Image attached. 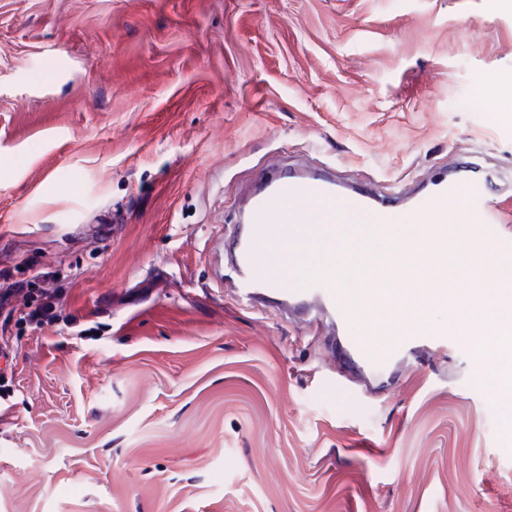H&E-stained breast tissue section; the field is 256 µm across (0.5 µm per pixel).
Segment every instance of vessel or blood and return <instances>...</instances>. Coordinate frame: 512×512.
Here are the masks:
<instances>
[{"label":"vessel or blood","mask_w":512,"mask_h":512,"mask_svg":"<svg viewBox=\"0 0 512 512\" xmlns=\"http://www.w3.org/2000/svg\"><path fill=\"white\" fill-rule=\"evenodd\" d=\"M504 209L503 201L495 204L488 199L484 180L473 177L465 166L435 179L425 190L400 186L390 196L343 186L326 174L282 169L259 177L247 197L248 225L229 251L238 275L236 288L247 302L274 304L306 319H329L351 359L349 369H338V376L376 394L410 354L446 351L447 326L413 327L394 337L387 348L375 349L352 326L359 320L385 326L392 319V307L363 310L340 301L336 284L303 283L295 262L305 255L329 260L342 253L347 238L371 252L400 220L435 226L447 223L449 212L460 211L471 224L472 247L512 267V229L504 224ZM275 247L285 259L279 266L267 258Z\"/></svg>","instance_id":"vessel-or-blood-1"}]
</instances>
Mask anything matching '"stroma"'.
<instances>
[{"instance_id": "obj_1", "label": "stroma", "mask_w": 512, "mask_h": 512, "mask_svg": "<svg viewBox=\"0 0 512 512\" xmlns=\"http://www.w3.org/2000/svg\"><path fill=\"white\" fill-rule=\"evenodd\" d=\"M483 81H512L494 0H0V268L64 290L0 355V512H512L475 338L365 394L330 328L237 302L216 242L274 164L470 161L500 202Z\"/></svg>"}]
</instances>
